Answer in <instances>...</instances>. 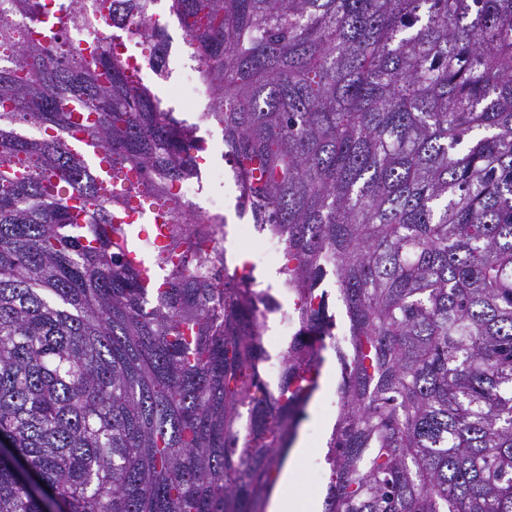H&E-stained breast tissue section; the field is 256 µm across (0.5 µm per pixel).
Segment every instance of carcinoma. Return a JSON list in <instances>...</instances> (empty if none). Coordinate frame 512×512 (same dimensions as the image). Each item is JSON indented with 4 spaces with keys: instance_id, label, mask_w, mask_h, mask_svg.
<instances>
[{
    "instance_id": "carcinoma-1",
    "label": "carcinoma",
    "mask_w": 512,
    "mask_h": 512,
    "mask_svg": "<svg viewBox=\"0 0 512 512\" xmlns=\"http://www.w3.org/2000/svg\"><path fill=\"white\" fill-rule=\"evenodd\" d=\"M158 2L0 0V512H265L329 342L325 512H512V0H168L290 310L176 192ZM324 287L329 291L330 295V303L331 311L335 315L336 320V329H334V333H346L347 338L349 339V328L350 323L349 319L346 315L345 308L341 301L336 300V285L334 284V279L332 277H327L324 282Z\"/></svg>"
}]
</instances>
